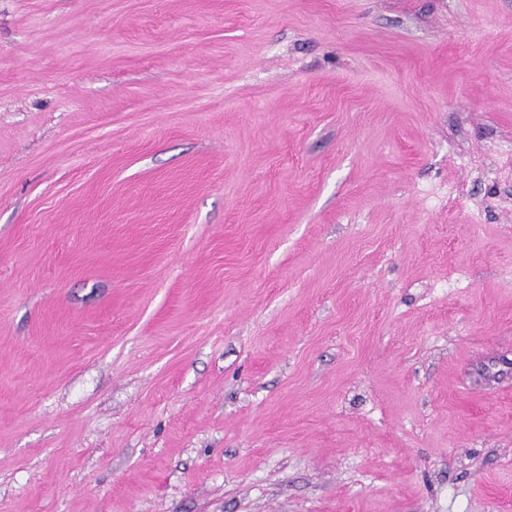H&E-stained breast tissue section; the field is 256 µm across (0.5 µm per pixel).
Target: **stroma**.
<instances>
[{
    "mask_svg": "<svg viewBox=\"0 0 512 512\" xmlns=\"http://www.w3.org/2000/svg\"><path fill=\"white\" fill-rule=\"evenodd\" d=\"M0 512H512V0H0Z\"/></svg>",
    "mask_w": 512,
    "mask_h": 512,
    "instance_id": "obj_1",
    "label": "stroma"
}]
</instances>
